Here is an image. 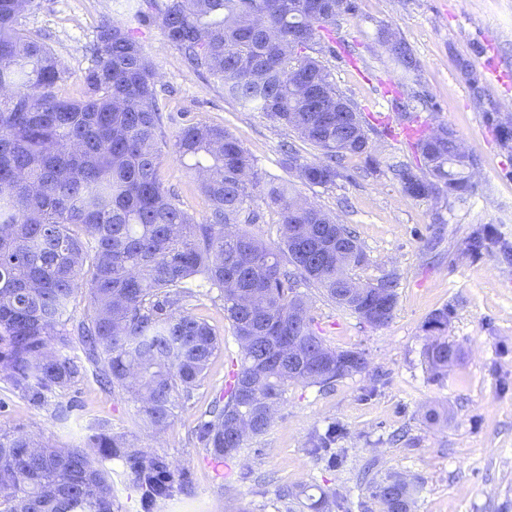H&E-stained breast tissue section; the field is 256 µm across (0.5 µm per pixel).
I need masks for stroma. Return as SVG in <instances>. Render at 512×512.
<instances>
[{
  "label": "stroma",
  "mask_w": 512,
  "mask_h": 512,
  "mask_svg": "<svg viewBox=\"0 0 512 512\" xmlns=\"http://www.w3.org/2000/svg\"><path fill=\"white\" fill-rule=\"evenodd\" d=\"M357 10L339 18L332 51L322 61L343 94L372 127L367 155L346 159L351 181L300 186L309 201L353 228L369 263L361 280L396 273L398 300L391 321L373 328L328 302L314 288L307 294L314 328L338 349L364 352L365 372L329 387H289L267 432L247 440L235 458L218 462L196 438L198 420L222 396L240 365V349L224 318L223 302L199 288L191 312L223 339L220 352L190 400L160 437L143 445L166 454L187 473L192 492L146 506L141 490L120 460L107 462L115 512H311L282 487L308 494H336L332 512H383L358 475L366 462L378 474L403 475L419 487L415 512H512V257L491 248L476 258L457 247L472 225H493L512 241V151L502 148L489 116L512 113V90L489 79L491 67L512 70V0H356ZM135 28L156 70V88L172 122L166 141L183 124L202 120L223 126L255 160L263 182H283L289 173L279 145L290 133L263 113L225 100L211 79L190 71L159 28L139 24L128 0H35L22 20L44 36L69 72L60 96L81 97L92 65L90 47L101 22ZM399 32L420 63L415 88L398 86V74L380 43V28ZM427 96L412 110L423 130L447 126L477 159L475 191L466 201L440 209L406 195L386 168L390 156H415L400 132L405 122L396 99ZM376 170L365 172L367 159ZM160 177L176 203L204 221L209 203L195 174L164 151ZM453 314L447 336L464 356L447 378L433 380L424 361L431 312ZM435 408L447 420L432 423ZM137 408L92 379L77 381L35 407L0 383V430L34 431L60 446H84L98 424L113 432L135 429ZM336 426V463L313 455V434Z\"/></svg>",
  "instance_id": "35a3bbf8"
}]
</instances>
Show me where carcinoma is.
Returning a JSON list of instances; mask_svg holds the SVG:
<instances>
[{"label": "carcinoma", "mask_w": 512, "mask_h": 512, "mask_svg": "<svg viewBox=\"0 0 512 512\" xmlns=\"http://www.w3.org/2000/svg\"><path fill=\"white\" fill-rule=\"evenodd\" d=\"M34 0H0V382L35 406L92 375L137 403L139 428L155 435L175 419L221 347L220 336L187 306L199 277L217 291L240 348V366L198 423L197 438L219 460L266 433L288 387H320L364 372L365 353L328 346L312 327L300 288H316L338 308L373 326L386 325L397 304L387 274L349 285L367 255L354 232L316 204L302 203L295 183H270L278 210L277 246L246 226L261 220L253 191L254 160L220 126L197 121L175 138L173 153L200 177L210 216L198 222L164 187V115L151 60L134 30L106 20L97 29L93 66L79 99L58 95L66 71L43 38L21 27ZM138 22L159 28L192 71L224 89L240 108L315 147L322 158L300 160L280 150L303 185L334 186L352 175L349 156L367 153L366 119L337 89L319 53L337 18L355 0H135ZM306 31L309 46L298 45ZM400 73L416 81L419 62L403 37L381 31ZM342 101L357 136L336 111ZM460 141L445 126L410 143L423 166L391 160L402 191L421 200L464 201L475 184L476 159H458ZM512 243L489 224H475L460 245L477 257ZM87 286L91 306L69 314ZM448 308L430 314L424 357L436 378L462 356L448 340ZM79 345L82 356L71 354ZM331 429L310 441L330 451ZM123 461L143 497L154 504L190 491L167 457L99 426L82 448L0 431V512H114L112 477L101 462ZM368 489L384 512H413L416 485L399 475L372 477Z\"/></svg>", "instance_id": "cac0c4a2"}]
</instances>
